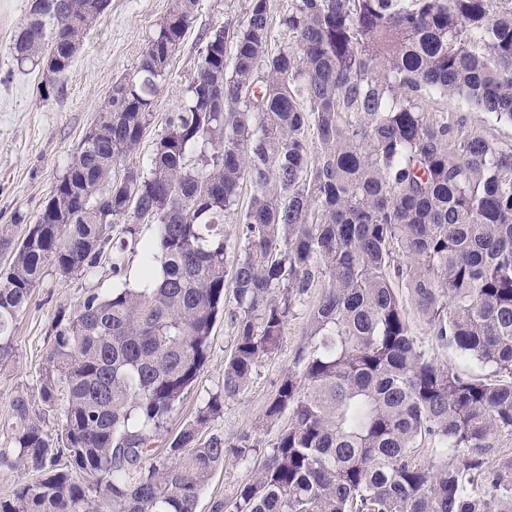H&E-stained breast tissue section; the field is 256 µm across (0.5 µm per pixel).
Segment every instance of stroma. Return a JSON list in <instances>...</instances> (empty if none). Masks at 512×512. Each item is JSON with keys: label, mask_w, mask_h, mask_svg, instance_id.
<instances>
[{"label": "stroma", "mask_w": 512, "mask_h": 512, "mask_svg": "<svg viewBox=\"0 0 512 512\" xmlns=\"http://www.w3.org/2000/svg\"><path fill=\"white\" fill-rule=\"evenodd\" d=\"M171 5L172 0H111L107 13L85 38L67 72L62 97L44 101L39 97L36 69L18 65L8 50L14 31L27 16L29 0H0V225H12L15 237H22L35 222L93 125L112 82L133 73ZM247 5L248 0H198L194 20L171 61L166 87L155 101L153 121L138 150L117 163L116 173L146 163L167 114L183 103L200 59L202 33L217 25L236 27ZM444 107L463 130L512 144L511 124L496 121L491 114L461 100L445 102ZM142 262V252L126 253L124 270L118 277L108 259L72 275L61 274L51 265L45 267L30 303L16 320L12 351L0 360V421L11 415L15 400L22 398L43 431L49 438H56L61 413L44 411L40 398L41 375L54 324L61 312L73 311L88 294L106 295L125 282L137 286ZM321 293V286L316 284L302 297L279 345L259 363L248 388L226 400L223 413L210 422V430L222 432L229 439L255 433L260 448L246 459L226 455L223 466L204 488L197 512H234L239 489L252 478L275 440L279 427L266 424L265 409L284 374L293 367L299 348L308 342L309 313ZM224 301L226 314L213 328L208 358L195 386L171 413L169 434L192 419L223 380L224 361L235 338L228 316L235 307L233 295H226Z\"/></svg>", "instance_id": "stroma-1"}]
</instances>
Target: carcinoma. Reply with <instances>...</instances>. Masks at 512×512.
I'll list each match as a JSON object with an SVG mask.
<instances>
[{
    "label": "carcinoma",
    "mask_w": 512,
    "mask_h": 512,
    "mask_svg": "<svg viewBox=\"0 0 512 512\" xmlns=\"http://www.w3.org/2000/svg\"><path fill=\"white\" fill-rule=\"evenodd\" d=\"M495 0H293L292 43L269 51L268 0L205 34L186 102L168 113L146 165L117 162L149 128L197 0H174L136 70L112 82L92 128L0 271V359L44 269L96 266L117 223L152 224L141 275L152 288L89 294L60 315L41 400L50 439L23 399L0 462L38 474L0 512H197L227 451L249 433L205 432L249 386L316 276L310 342L281 379L266 422L290 414L235 512H512V145L448 120L463 99L512 124V6ZM110 0H32L9 50L62 78ZM250 205L227 271L224 223L241 182ZM231 280L236 337L219 388L164 453L156 439L206 362ZM422 323L426 344L416 339ZM454 349L491 376L439 363ZM68 463L59 466V459Z\"/></svg>",
    "instance_id": "obj_1"
}]
</instances>
